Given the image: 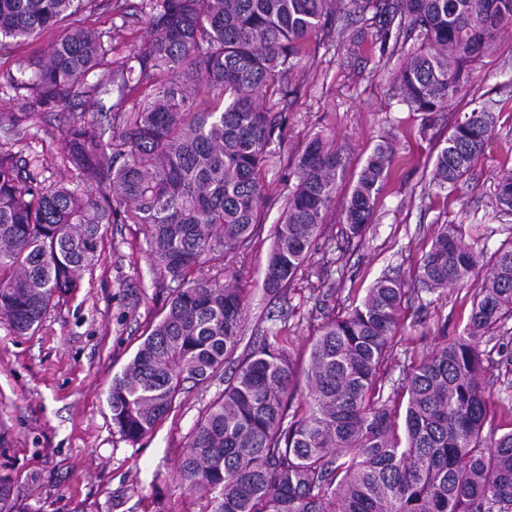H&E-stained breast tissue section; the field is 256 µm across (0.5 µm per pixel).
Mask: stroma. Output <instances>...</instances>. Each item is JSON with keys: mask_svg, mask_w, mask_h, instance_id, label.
I'll list each match as a JSON object with an SVG mask.
<instances>
[{"mask_svg": "<svg viewBox=\"0 0 512 512\" xmlns=\"http://www.w3.org/2000/svg\"><path fill=\"white\" fill-rule=\"evenodd\" d=\"M90 24L122 26L112 59L131 54L145 35L136 20L106 11L89 13ZM357 44L348 49L331 41L304 59L286 94L272 102L283 120L263 173L270 195L286 193L288 171L301 144L320 134L342 148L345 171L329 212L324 234L303 274L288 290V334L297 357H304L314 329L327 314L359 302L378 278L388 275L413 283L417 260L430 246L425 234L443 224L462 229L463 244L493 254L512 238V216L497 213L494 196L503 168H512V30L502 32L497 49L485 54L468 94L425 120L401 101L395 80L400 53L382 44L375 27L350 22ZM59 28L0 50V144L5 129L25 131L18 148L32 158L47 183L71 180L60 139L72 115L108 125L111 96L76 101L71 108L31 114L25 90L16 88L30 59L47 51ZM498 105L496 136L457 190L432 185L438 150L471 97ZM394 136L399 157L381 194L372 224L362 240H348L339 205L354 174L381 137ZM270 209L260 236L246 254L230 261L237 285L247 298L244 341L270 327L280 303L262 289L270 229L279 217ZM103 261L84 271L73 295L49 308L39 327L25 336L0 326V476L11 477L17 494L34 512H206L207 498L188 492L174 478L183 446L205 408L224 389L223 377L207 386L185 383L170 415L138 443L123 440L112 428L107 403L112 378L119 374L159 319L173 285L153 270L139 225L109 224L101 244ZM331 274L322 291L311 285L321 276L323 258ZM473 291L456 286L434 293L422 290L408 303L389 363V379L404 364L421 358L444 339L462 333ZM482 341L497 432L512 429V371H506L494 338L512 337V316Z\"/></svg>", "mask_w": 512, "mask_h": 512, "instance_id": "1", "label": "stroma"}]
</instances>
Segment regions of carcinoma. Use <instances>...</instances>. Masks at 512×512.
I'll return each mask as SVG.
<instances>
[{"label": "carcinoma", "mask_w": 512, "mask_h": 512, "mask_svg": "<svg viewBox=\"0 0 512 512\" xmlns=\"http://www.w3.org/2000/svg\"><path fill=\"white\" fill-rule=\"evenodd\" d=\"M128 17L129 0H0V46L67 24L21 83L38 112L116 93L112 135L77 116L64 158L85 190L47 185L19 152L0 149V325L35 331L54 302L102 262L106 224L144 228L148 257L177 284L162 317L112 379V428L137 443L171 412L184 383L226 368L243 336L246 298L224 260L244 253L264 210L261 174L281 115L259 98L294 77L312 42L348 41L345 20L385 13L381 42L418 47L397 71L401 101L434 114L460 94L474 65L512 27V0H140L146 36L132 56L87 82L111 51L112 31L80 16L99 6ZM203 91L209 101L195 103ZM143 94L135 111L128 96ZM498 115L477 105L457 118L436 155L432 182L455 189L495 136ZM396 141L375 145L342 206L347 237L361 239L396 165ZM342 156L320 135L298 151L294 183L272 227L262 286L282 301L336 207ZM496 210L512 215V169L498 178ZM445 224L416 264L434 292L471 282L481 251ZM461 335L403 367L385 392V364L413 289L377 280L361 301L316 329L299 367L281 326L254 337L224 392L187 437L175 472L209 495V512H512V430L485 429L490 392L479 344L512 315V240L490 257ZM0 512H31L0 476Z\"/></svg>", "instance_id": "obj_1"}]
</instances>
